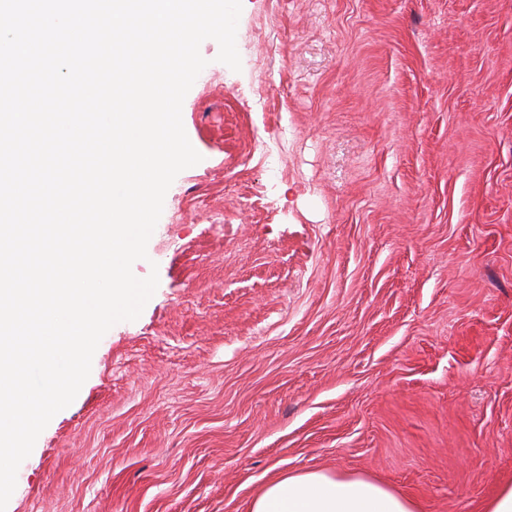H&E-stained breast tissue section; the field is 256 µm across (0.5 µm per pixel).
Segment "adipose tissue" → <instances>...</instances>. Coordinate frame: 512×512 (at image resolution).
Instances as JSON below:
<instances>
[{"mask_svg": "<svg viewBox=\"0 0 512 512\" xmlns=\"http://www.w3.org/2000/svg\"><path fill=\"white\" fill-rule=\"evenodd\" d=\"M249 512H421V507L366 477L308 470L284 474L264 485Z\"/></svg>", "mask_w": 512, "mask_h": 512, "instance_id": "obj_1", "label": "adipose tissue"}]
</instances>
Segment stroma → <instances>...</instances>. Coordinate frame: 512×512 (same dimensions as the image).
Returning <instances> with one entry per match:
<instances>
[{"label":"stroma","instance_id":"35a3bbf8","mask_svg":"<svg viewBox=\"0 0 512 512\" xmlns=\"http://www.w3.org/2000/svg\"><path fill=\"white\" fill-rule=\"evenodd\" d=\"M201 155L6 512H249L362 476L423 512L512 483V0H243Z\"/></svg>","mask_w":512,"mask_h":512}]
</instances>
